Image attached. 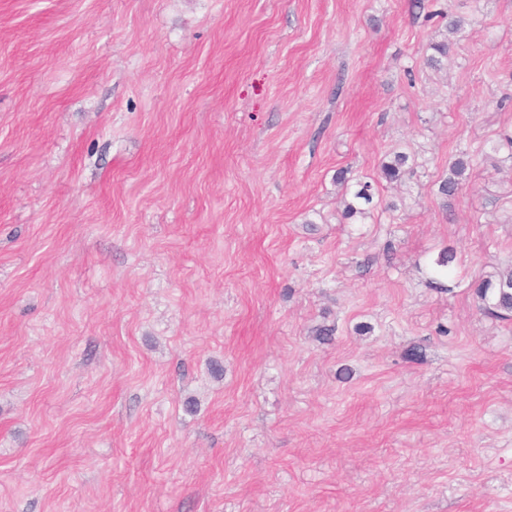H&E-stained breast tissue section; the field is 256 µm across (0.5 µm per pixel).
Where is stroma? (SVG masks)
I'll use <instances>...</instances> for the list:
<instances>
[{
    "instance_id": "stroma-1",
    "label": "stroma",
    "mask_w": 512,
    "mask_h": 512,
    "mask_svg": "<svg viewBox=\"0 0 512 512\" xmlns=\"http://www.w3.org/2000/svg\"><path fill=\"white\" fill-rule=\"evenodd\" d=\"M505 134L512 0H0V512H512ZM453 41L448 37L440 41H435L429 44L431 52L426 55L425 64L435 70H441L444 67V62H448V56L453 48ZM410 156L401 151L392 152L389 160L382 161L379 167V177L388 183H402L410 174L413 164H409ZM470 167L471 157L466 151H460L451 158L448 162V175L439 181L438 193L447 199L454 197L467 180L466 172ZM357 188L352 193V200L346 203L345 218L356 221L366 220L371 217L373 208V193L370 182H357ZM494 277L482 280L476 288L480 309L493 318L512 321V267Z\"/></svg>"
}]
</instances>
